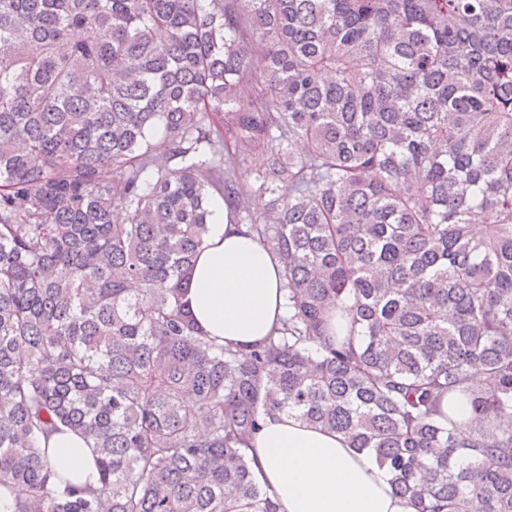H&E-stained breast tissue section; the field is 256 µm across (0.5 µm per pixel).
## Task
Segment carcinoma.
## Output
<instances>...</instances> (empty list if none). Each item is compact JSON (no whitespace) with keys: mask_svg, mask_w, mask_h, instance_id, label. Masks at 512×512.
I'll return each instance as SVG.
<instances>
[{"mask_svg":"<svg viewBox=\"0 0 512 512\" xmlns=\"http://www.w3.org/2000/svg\"><path fill=\"white\" fill-rule=\"evenodd\" d=\"M214 192L284 272L249 349L181 303ZM283 410L417 512H512V0H0L13 512H278L248 450ZM64 428L98 486L54 470Z\"/></svg>","mask_w":512,"mask_h":512,"instance_id":"obj_1","label":"carcinoma"}]
</instances>
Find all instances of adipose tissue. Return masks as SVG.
Masks as SVG:
<instances>
[{"instance_id": "adipose-tissue-1", "label": "adipose tissue", "mask_w": 512, "mask_h": 512, "mask_svg": "<svg viewBox=\"0 0 512 512\" xmlns=\"http://www.w3.org/2000/svg\"><path fill=\"white\" fill-rule=\"evenodd\" d=\"M185 302L199 328L218 342L248 348L263 341L287 313L280 264L214 196ZM58 470L77 485H97L93 448L62 430L46 443ZM249 456L258 482L279 512H416L395 493L391 475L367 451L337 433L285 413L265 418Z\"/></svg>"}]
</instances>
